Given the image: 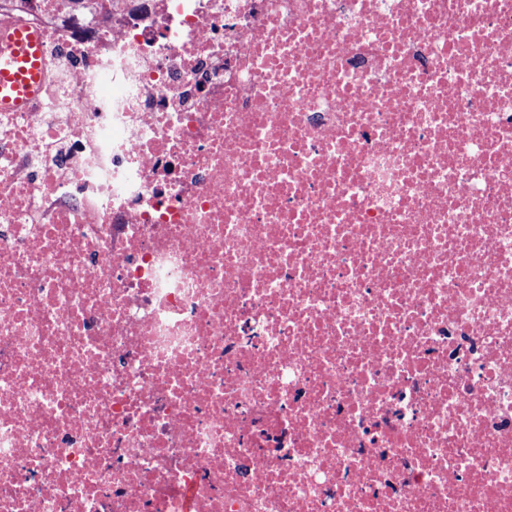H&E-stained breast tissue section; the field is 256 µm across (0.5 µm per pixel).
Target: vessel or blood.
Returning <instances> with one entry per match:
<instances>
[{
	"label": "vessel or blood",
	"instance_id": "obj_1",
	"mask_svg": "<svg viewBox=\"0 0 512 512\" xmlns=\"http://www.w3.org/2000/svg\"><path fill=\"white\" fill-rule=\"evenodd\" d=\"M42 56L39 34L25 28L0 32V108L19 109L40 92Z\"/></svg>",
	"mask_w": 512,
	"mask_h": 512
}]
</instances>
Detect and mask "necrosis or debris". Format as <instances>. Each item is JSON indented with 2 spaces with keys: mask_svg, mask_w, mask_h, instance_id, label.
Instances as JSON below:
<instances>
[{
  "mask_svg": "<svg viewBox=\"0 0 512 512\" xmlns=\"http://www.w3.org/2000/svg\"><path fill=\"white\" fill-rule=\"evenodd\" d=\"M0 512H512V0H0ZM43 44L26 27L0 32V109H19L37 95L43 83Z\"/></svg>",
  "mask_w": 512,
  "mask_h": 512,
  "instance_id": "necrosis-or-debris-1",
  "label": "necrosis or debris"
}]
</instances>
